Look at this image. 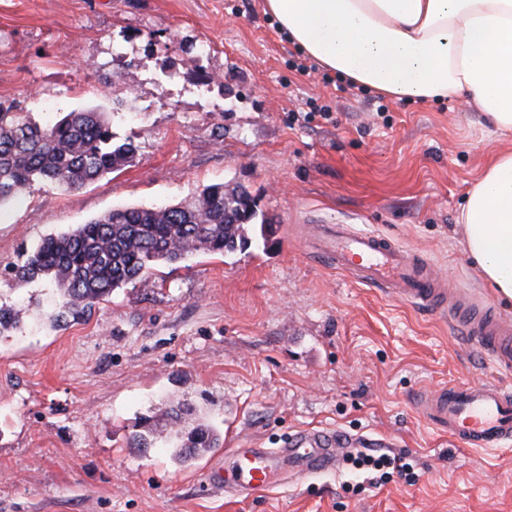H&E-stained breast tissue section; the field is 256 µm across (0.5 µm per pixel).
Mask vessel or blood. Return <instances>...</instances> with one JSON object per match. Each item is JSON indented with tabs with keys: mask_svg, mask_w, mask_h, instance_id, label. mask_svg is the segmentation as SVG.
Listing matches in <instances>:
<instances>
[{
	"mask_svg": "<svg viewBox=\"0 0 512 512\" xmlns=\"http://www.w3.org/2000/svg\"><path fill=\"white\" fill-rule=\"evenodd\" d=\"M314 253L336 269L420 309L448 313L466 340L500 370L512 369V322L449 303L435 267L392 237L355 231L345 224L320 225ZM432 425L446 429L464 446L497 449L512 442V391L494 384L451 385L419 401ZM340 431L299 429L279 448H237L225 456L241 493L271 489L280 474L304 479L335 469L339 453L351 445Z\"/></svg>",
	"mask_w": 512,
	"mask_h": 512,
	"instance_id": "obj_1",
	"label": "vessel or blood"
}]
</instances>
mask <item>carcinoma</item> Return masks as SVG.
Here are the masks:
<instances>
[{
  "instance_id": "cac0c4a2",
  "label": "carcinoma",
  "mask_w": 512,
  "mask_h": 512,
  "mask_svg": "<svg viewBox=\"0 0 512 512\" xmlns=\"http://www.w3.org/2000/svg\"><path fill=\"white\" fill-rule=\"evenodd\" d=\"M135 148L112 144V129L93 110L69 112L53 125H31L0 103V204L22 192L33 179L59 189L83 187L130 162ZM257 210L251 195L224 184L202 187L175 205L126 207L62 233L43 238L22 264L10 269L25 285L53 281L60 291L59 324L90 312L112 291L142 278L159 262L173 263L204 251L225 254L252 242ZM19 312L0 307V335L19 326ZM170 439L180 460L195 458L221 445L223 434L195 416L187 403L167 413ZM158 423H139L133 448L156 443Z\"/></svg>"
}]
</instances>
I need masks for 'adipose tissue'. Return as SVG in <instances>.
<instances>
[{
  "mask_svg": "<svg viewBox=\"0 0 512 512\" xmlns=\"http://www.w3.org/2000/svg\"><path fill=\"white\" fill-rule=\"evenodd\" d=\"M263 8L342 79L397 100L465 93L512 132V0H263ZM460 219L473 269L512 304V147L483 168Z\"/></svg>",
  "mask_w": 512,
  "mask_h": 512,
  "instance_id": "ef3b65f1",
  "label": "adipose tissue"
}]
</instances>
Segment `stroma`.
I'll use <instances>...</instances> for the list:
<instances>
[{
  "mask_svg": "<svg viewBox=\"0 0 512 512\" xmlns=\"http://www.w3.org/2000/svg\"><path fill=\"white\" fill-rule=\"evenodd\" d=\"M263 0H0V101L36 126L93 109L133 161L84 187L36 180L0 205V512H512V446L436 431L420 395L512 389L446 313L417 309L312 253L320 224L399 239L449 287L512 321L462 246L464 199L502 139L467 98L397 101L318 69ZM328 107L310 116L311 105ZM242 186L267 242L159 264L84 319L52 325L58 291L7 275L42 238L124 206ZM192 403L222 447L177 463L128 438L167 400ZM321 426L408 452L419 479L372 485L343 459L254 497L206 486L240 445Z\"/></svg>",
  "mask_w": 512,
  "mask_h": 512,
  "instance_id": "1",
  "label": "stroma"
}]
</instances>
